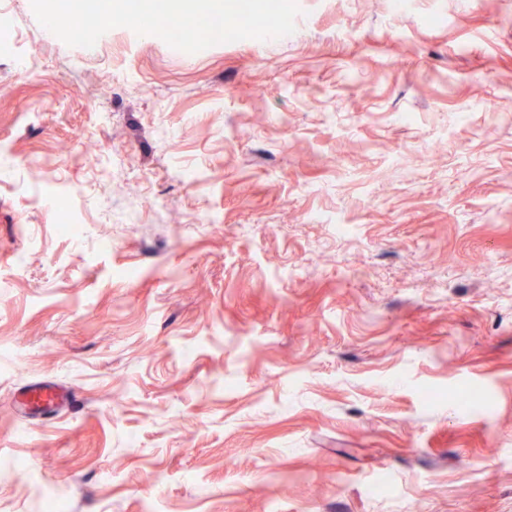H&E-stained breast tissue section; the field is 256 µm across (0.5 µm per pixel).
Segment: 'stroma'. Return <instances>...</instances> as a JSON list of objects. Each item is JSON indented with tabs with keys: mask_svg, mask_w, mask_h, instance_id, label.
I'll list each match as a JSON object with an SVG mask.
<instances>
[{
	"mask_svg": "<svg viewBox=\"0 0 512 512\" xmlns=\"http://www.w3.org/2000/svg\"><path fill=\"white\" fill-rule=\"evenodd\" d=\"M297 2L187 53L8 0L0 512H512V0ZM68 400V392L55 385L38 386L27 395L29 405L46 410L56 408Z\"/></svg>",
	"mask_w": 512,
	"mask_h": 512,
	"instance_id": "1",
	"label": "stroma"
}]
</instances>
